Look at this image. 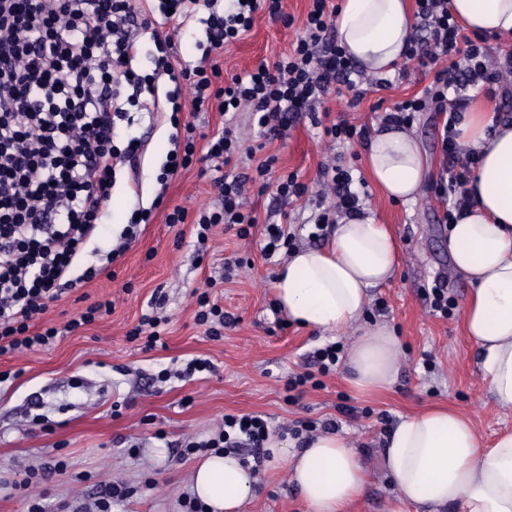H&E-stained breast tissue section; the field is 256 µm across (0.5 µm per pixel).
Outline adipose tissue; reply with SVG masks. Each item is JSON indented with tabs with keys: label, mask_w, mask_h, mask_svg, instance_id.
<instances>
[{
	"label": "adipose tissue",
	"mask_w": 512,
	"mask_h": 512,
	"mask_svg": "<svg viewBox=\"0 0 512 512\" xmlns=\"http://www.w3.org/2000/svg\"><path fill=\"white\" fill-rule=\"evenodd\" d=\"M450 7L474 33L512 37V0H451ZM412 28L405 0H342L336 15L339 44L373 73L403 62ZM459 140L481 161L468 185L474 205L448 227V252L472 286L463 327L481 353L482 376L493 400L512 407V121L474 107ZM366 171L385 196L406 200L421 186L426 163L411 134L390 130L370 141ZM397 264L392 234L370 212L341 220L327 246L291 253L273 282L290 321L352 334L346 363L368 392L388 388L396 375L392 327L366 324L365 316L371 288L389 280ZM268 448L272 463H287L307 512H346L364 489L365 469L340 434H320L291 450L273 440ZM384 448V468L402 501L424 512H512V432L482 447L469 419L440 407L401 420ZM256 481L251 465L217 453L196 467L193 490L210 512H239Z\"/></svg>",
	"instance_id": "1"
}]
</instances>
